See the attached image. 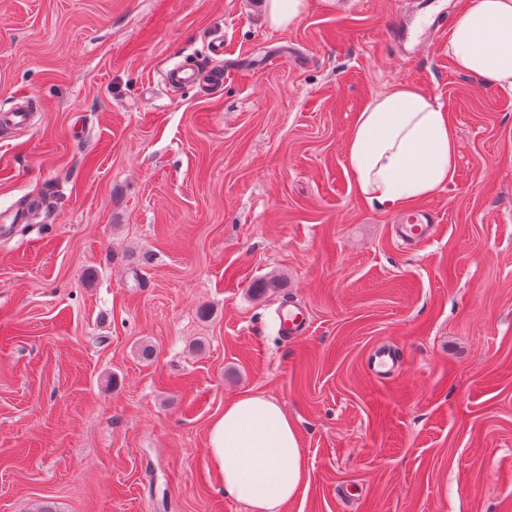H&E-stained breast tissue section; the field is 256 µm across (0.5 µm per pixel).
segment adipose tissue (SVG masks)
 I'll return each mask as SVG.
<instances>
[{"instance_id": "ef3b65f1", "label": "adipose tissue", "mask_w": 512, "mask_h": 512, "mask_svg": "<svg viewBox=\"0 0 512 512\" xmlns=\"http://www.w3.org/2000/svg\"><path fill=\"white\" fill-rule=\"evenodd\" d=\"M457 71L512 90V0H464L448 31ZM459 137L448 109L398 83L356 114L345 160L356 193L384 211L428 199L456 177ZM207 456L225 490L251 512H277L307 476L298 430L272 397L243 393L225 402L207 435Z\"/></svg>"}]
</instances>
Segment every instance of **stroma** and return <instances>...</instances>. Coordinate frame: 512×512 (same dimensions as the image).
<instances>
[{
    "mask_svg": "<svg viewBox=\"0 0 512 512\" xmlns=\"http://www.w3.org/2000/svg\"><path fill=\"white\" fill-rule=\"evenodd\" d=\"M264 2L0 0V109L32 106L0 128V211L41 202L0 233V512H250L206 445L246 392L305 452L277 512H512V91L458 72L447 35L394 43L423 0H309L279 30ZM186 56L223 83L170 85ZM401 82L460 141L414 249L345 168L356 113ZM307 320V314L297 306L288 307V310L279 313L280 330L285 336L296 338L306 334ZM398 367L396 355L391 350H378L370 358L368 371L377 381H388Z\"/></svg>",
    "mask_w": 512,
    "mask_h": 512,
    "instance_id": "1",
    "label": "stroma"
}]
</instances>
